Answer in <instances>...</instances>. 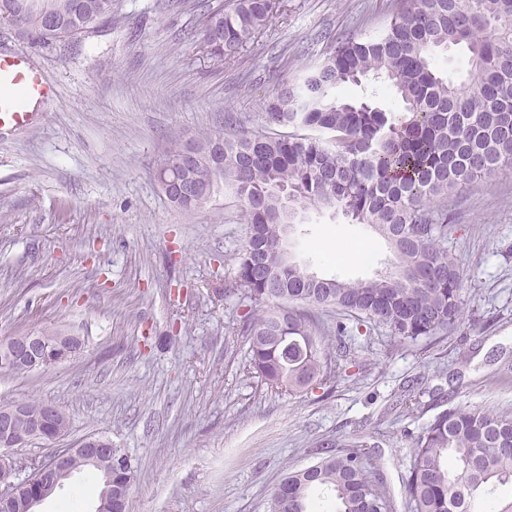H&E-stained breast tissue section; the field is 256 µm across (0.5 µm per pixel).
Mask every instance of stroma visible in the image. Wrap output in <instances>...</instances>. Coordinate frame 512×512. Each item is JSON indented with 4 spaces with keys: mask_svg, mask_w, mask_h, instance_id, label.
Here are the masks:
<instances>
[{
    "mask_svg": "<svg viewBox=\"0 0 512 512\" xmlns=\"http://www.w3.org/2000/svg\"><path fill=\"white\" fill-rule=\"evenodd\" d=\"M273 2L272 23L224 62L201 29L220 0H113L111 20L49 45L0 23V53L27 55L56 91L32 127L0 135V337L49 330L86 341L77 359L0 376V406L40 401L69 417L64 437L16 449L17 460H51L90 435L125 449L127 512H271L286 471L363 419L394 512H410L403 481L433 416L512 407V169L460 189L449 210L464 292L446 341L358 336L353 377L325 394H275L249 373L247 339L229 331L239 299L224 293L247 220L220 190L178 210L157 164L207 130L265 132L263 104L284 83L389 20L386 0ZM327 238L369 257L330 261L318 246ZM290 250L326 277H372L393 261L370 227L330 211L305 213ZM405 390L420 417L399 409ZM99 491L93 473H73L38 512H95Z\"/></svg>",
    "mask_w": 512,
    "mask_h": 512,
    "instance_id": "obj_1",
    "label": "stroma"
}]
</instances>
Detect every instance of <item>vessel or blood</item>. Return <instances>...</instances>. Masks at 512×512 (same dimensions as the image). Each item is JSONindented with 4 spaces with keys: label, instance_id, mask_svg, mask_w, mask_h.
I'll return each mask as SVG.
<instances>
[{
    "label": "vessel or blood",
    "instance_id": "1",
    "mask_svg": "<svg viewBox=\"0 0 512 512\" xmlns=\"http://www.w3.org/2000/svg\"><path fill=\"white\" fill-rule=\"evenodd\" d=\"M53 89L41 71L21 54H0V129H20L32 123L33 107Z\"/></svg>",
    "mask_w": 512,
    "mask_h": 512
}]
</instances>
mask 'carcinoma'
Instances as JSON below:
<instances>
[{"mask_svg": "<svg viewBox=\"0 0 512 512\" xmlns=\"http://www.w3.org/2000/svg\"><path fill=\"white\" fill-rule=\"evenodd\" d=\"M113 0H0V18L23 16L21 39L62 41L112 19ZM56 21L48 26L46 17ZM273 19L271 0H232L204 13L213 55L233 59ZM465 49L468 73L454 79L437 63ZM373 79L397 99H351L336 90ZM275 132L216 129L168 150L187 151L191 169L161 171L177 208L201 207L177 183L224 193L248 214L234 288L250 300L231 332L249 343L260 382L290 396L334 387L348 377L353 333L383 329L399 342L444 337L461 320L463 273L448 249V199L512 168V0H392L376 33L338 43L303 78L264 104ZM295 208L342 212L390 245V270L368 280L312 279L281 257V190ZM336 312V330L314 314ZM353 319L356 324L348 325ZM335 337L336 343L329 342ZM319 460L290 470L277 488L276 512H393L381 470L358 441L319 444ZM512 410L463 405L436 414L414 444L404 482L410 512H512Z\"/></svg>", "mask_w": 512, "mask_h": 512, "instance_id": "cac0c4a2", "label": "carcinoma"}]
</instances>
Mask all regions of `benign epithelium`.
<instances>
[{
  "instance_id": "7a95c632",
  "label": "benign epithelium",
  "mask_w": 512,
  "mask_h": 512,
  "mask_svg": "<svg viewBox=\"0 0 512 512\" xmlns=\"http://www.w3.org/2000/svg\"><path fill=\"white\" fill-rule=\"evenodd\" d=\"M0 362L22 364L33 370L48 362L46 342L41 336H7L0 339ZM66 414L58 407L46 404L40 414L29 416L20 404L0 407V509L6 510L20 491L37 482L41 491L26 501L25 512H35V507L63 486L71 476L68 471L70 457L80 452L88 461L96 464L102 460L108 464L104 473L106 489L99 499L96 512H104L102 504L112 493V473L131 475V458L122 448L112 445V440L101 436L87 437L74 448H63L55 453L51 464L30 462V474L18 477L17 461L12 455L15 448H24L38 441H55L65 432Z\"/></svg>"
}]
</instances>
